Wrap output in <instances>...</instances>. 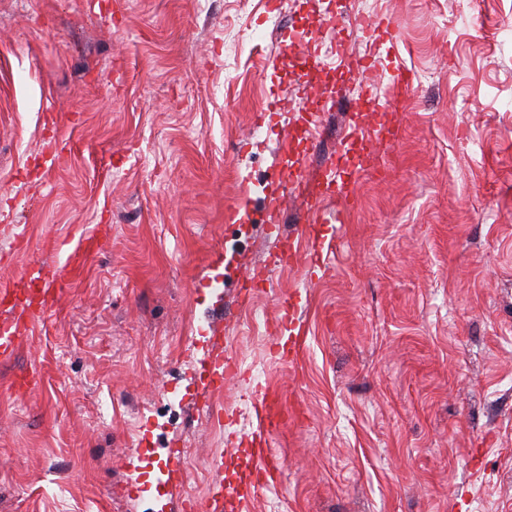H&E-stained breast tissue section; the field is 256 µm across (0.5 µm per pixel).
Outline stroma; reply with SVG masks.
Here are the masks:
<instances>
[{"label": "stroma", "mask_w": 512, "mask_h": 512, "mask_svg": "<svg viewBox=\"0 0 512 512\" xmlns=\"http://www.w3.org/2000/svg\"><path fill=\"white\" fill-rule=\"evenodd\" d=\"M375 15L395 42L355 28ZM329 21L338 55L316 42ZM316 48L326 68L302 74ZM397 65L401 138L346 223L293 201L242 222L271 178L360 154L362 86L395 95ZM327 78L342 96L313 142L298 115ZM101 224L106 247L0 360V512H181L217 475L236 489L217 512H512V0H0V281L66 266L54 241ZM291 245L299 263L242 304V267ZM295 290L298 349L279 319ZM216 350L241 366L219 397ZM259 384L293 420L277 484L247 497L250 447L226 437L251 431Z\"/></svg>", "instance_id": "obj_1"}]
</instances>
